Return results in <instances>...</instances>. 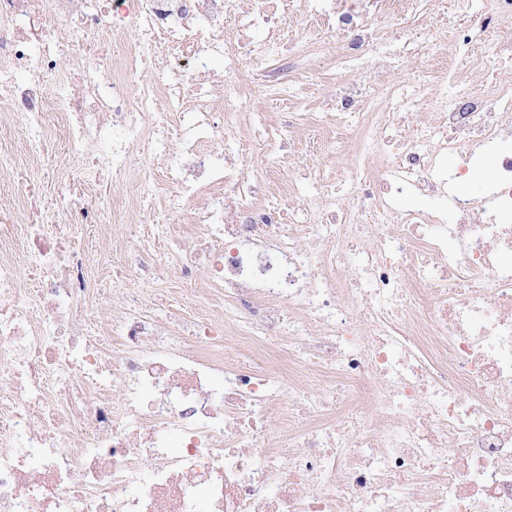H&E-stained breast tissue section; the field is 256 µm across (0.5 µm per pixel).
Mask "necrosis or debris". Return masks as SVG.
<instances>
[{
	"mask_svg": "<svg viewBox=\"0 0 512 512\" xmlns=\"http://www.w3.org/2000/svg\"><path fill=\"white\" fill-rule=\"evenodd\" d=\"M239 2L0 0V512H512V0L340 76L339 183L245 176L246 65L420 0Z\"/></svg>",
	"mask_w": 512,
	"mask_h": 512,
	"instance_id": "1",
	"label": "necrosis or debris"
}]
</instances>
